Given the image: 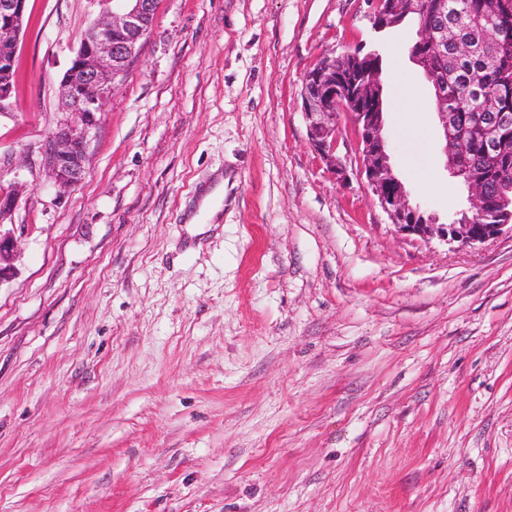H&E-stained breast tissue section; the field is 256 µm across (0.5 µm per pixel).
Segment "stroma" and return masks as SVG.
<instances>
[{
	"label": "stroma",
	"mask_w": 512,
	"mask_h": 512,
	"mask_svg": "<svg viewBox=\"0 0 512 512\" xmlns=\"http://www.w3.org/2000/svg\"><path fill=\"white\" fill-rule=\"evenodd\" d=\"M107 7L28 0L0 119L24 227L0 512H512V235L405 236L307 136L310 67L379 50L387 99L415 96L384 128L412 200L466 207L416 24L374 30L366 0H158L62 197L36 151Z\"/></svg>",
	"instance_id": "1"
}]
</instances>
